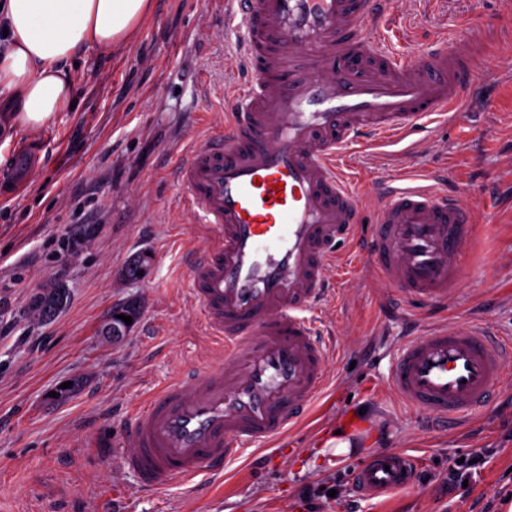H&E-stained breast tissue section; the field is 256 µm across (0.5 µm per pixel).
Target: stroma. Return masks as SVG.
I'll list each match as a JSON object with an SVG mask.
<instances>
[{
	"instance_id": "stroma-1",
	"label": "stroma",
	"mask_w": 512,
	"mask_h": 512,
	"mask_svg": "<svg viewBox=\"0 0 512 512\" xmlns=\"http://www.w3.org/2000/svg\"><path fill=\"white\" fill-rule=\"evenodd\" d=\"M223 7L151 0L126 43L77 55L73 107L42 126L0 110V512H469L478 498L507 512L498 491L512 490V367L494 407L434 431L385 386L402 325L357 262L322 313L336 333L329 384L275 455L256 464L247 453L223 477L145 491L119 456L94 447L97 437L120 439L127 417L182 369L220 362L188 289L187 256L206 248L207 231L184 208L175 172L186 150L220 132L235 89L238 37L223 28ZM469 28L488 61L474 104L453 123L432 116L410 166L419 176L447 170L479 212L449 319L512 338V0H411L378 38L406 56ZM25 149L19 190L13 161ZM85 224L95 236L73 245ZM144 252L148 276L128 279L127 263ZM60 284L66 301L41 317L36 295ZM130 300L137 321L106 342L101 326ZM352 412L351 455L399 448L418 457L408 491L356 496L351 456L324 448ZM478 452L483 467L449 491V461ZM322 486L336 496H315Z\"/></svg>"
}]
</instances>
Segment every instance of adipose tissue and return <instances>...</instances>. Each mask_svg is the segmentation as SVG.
I'll return each instance as SVG.
<instances>
[{"label":"adipose tissue","mask_w":512,"mask_h":512,"mask_svg":"<svg viewBox=\"0 0 512 512\" xmlns=\"http://www.w3.org/2000/svg\"><path fill=\"white\" fill-rule=\"evenodd\" d=\"M149 0H0V90L10 92L23 124L51 121L74 99L65 70L76 52L129 38Z\"/></svg>","instance_id":"adipose-tissue-1"}]
</instances>
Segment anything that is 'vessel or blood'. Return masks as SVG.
I'll return each instance as SVG.
<instances>
[{
	"mask_svg": "<svg viewBox=\"0 0 512 512\" xmlns=\"http://www.w3.org/2000/svg\"><path fill=\"white\" fill-rule=\"evenodd\" d=\"M396 0H224L241 34L243 89L224 129L181 169L185 204L205 224V254L188 270L200 320L223 365L191 367L130 418L124 468L152 490L217 476L248 449L276 446L305 424L329 381L333 333L310 312L335 298L341 245L391 300L440 309L461 285L477 224L459 194L357 186L349 150L410 138L433 114L460 119L481 72L475 43L436 39L401 57L375 34ZM372 223H365L366 213ZM512 339L481 324L420 323L402 336L388 380L399 399L452 430L496 400ZM418 459L401 449L355 463L373 498L413 486Z\"/></svg>",
	"mask_w": 512,
	"mask_h": 512,
	"instance_id": "obj_1",
	"label": "vessel or blood"
}]
</instances>
